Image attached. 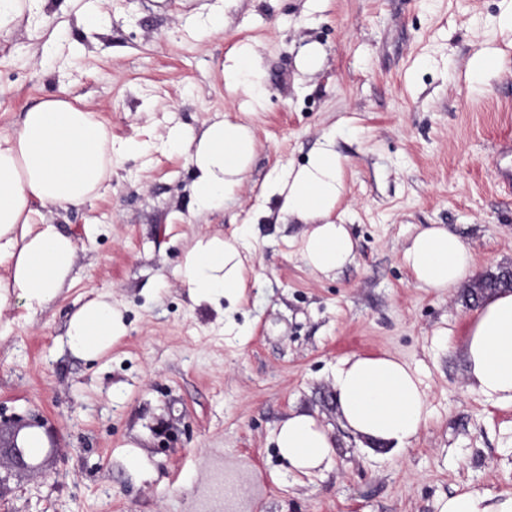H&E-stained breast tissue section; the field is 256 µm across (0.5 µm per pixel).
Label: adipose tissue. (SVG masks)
Segmentation results:
<instances>
[{
  "label": "adipose tissue",
  "mask_w": 512,
  "mask_h": 512,
  "mask_svg": "<svg viewBox=\"0 0 512 512\" xmlns=\"http://www.w3.org/2000/svg\"><path fill=\"white\" fill-rule=\"evenodd\" d=\"M228 89L263 95L257 53L242 45L224 66ZM170 146L183 150L195 169L198 210L222 206L241 186L256 151L250 125L231 117L208 120L201 132L180 127L168 133ZM112 135L98 112L75 105L67 95L42 100L25 112L20 128L0 134V311L22 303L30 313L44 310L73 284L78 246L57 225L42 221L47 207H78L111 187ZM274 197L278 224H306L299 241L301 261L324 276L355 258L347 225L330 216L345 191L344 163L336 133L322 134L305 164L281 169L265 183ZM247 241L218 235L196 237L178 273L199 305L237 303L249 269ZM402 261L416 287L442 292L477 275L474 254L461 235L442 224L420 228L407 241ZM125 326L110 301L88 300L70 318L66 337L79 354L99 355L124 336ZM465 352L473 388L487 400L512 406V291L487 298L472 316ZM334 386L342 415L370 443L400 451L416 440L432 417L427 388L418 370L383 353L356 355L336 366ZM280 456L302 474L327 466L334 442L318 419L294 412L276 428ZM439 512H512V495L460 490L440 500Z\"/></svg>",
  "instance_id": "obj_1"
}]
</instances>
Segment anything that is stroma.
<instances>
[{
  "instance_id": "obj_1",
  "label": "stroma",
  "mask_w": 512,
  "mask_h": 512,
  "mask_svg": "<svg viewBox=\"0 0 512 512\" xmlns=\"http://www.w3.org/2000/svg\"><path fill=\"white\" fill-rule=\"evenodd\" d=\"M215 0H104L96 27L70 0H49L0 30V134L66 91L99 113L118 158L112 189L45 210L78 244L75 282L44 311L13 304L0 325V429L39 420L56 450L40 474L0 469V512H437L456 489L512 493V407L469 386L466 287L416 288L402 262L409 236L447 224L479 273L512 265V0H226L221 29L195 24ZM258 54L261 104L224 83L235 48ZM315 44L324 61L297 65ZM495 68L475 81L477 53ZM250 113L258 151L238 193L198 210L192 166L170 128ZM336 131L346 192L336 214L356 257L323 277L275 223L262 187L306 163ZM256 235L241 303L196 305L177 271L200 234ZM126 333L95 359L66 341L72 313L97 295ZM392 353L417 368L433 416L411 448L367 447L343 420L333 372L355 355ZM294 411L335 441L303 475L272 438Z\"/></svg>"
}]
</instances>
